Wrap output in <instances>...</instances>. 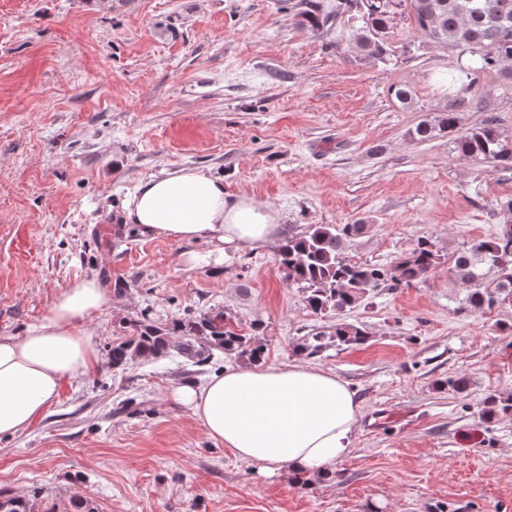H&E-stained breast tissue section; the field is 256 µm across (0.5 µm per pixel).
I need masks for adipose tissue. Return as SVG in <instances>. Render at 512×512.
Instances as JSON below:
<instances>
[{"instance_id":"1","label":"adipose tissue","mask_w":512,"mask_h":512,"mask_svg":"<svg viewBox=\"0 0 512 512\" xmlns=\"http://www.w3.org/2000/svg\"><path fill=\"white\" fill-rule=\"evenodd\" d=\"M127 223L150 237L258 250L274 239L278 214L246 195H228L222 178L195 167L143 180L123 206ZM112 300L97 279L65 286L48 316L24 335H0V437L42 419L63 384L87 373L97 351L86 322ZM206 434L234 455L301 478L326 473L354 446L359 402L336 375L296 363L237 367L196 386L176 387Z\"/></svg>"}]
</instances>
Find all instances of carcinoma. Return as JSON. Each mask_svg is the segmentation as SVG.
Returning a JSON list of instances; mask_svg holds the SVG:
<instances>
[{"label":"carcinoma","mask_w":512,"mask_h":512,"mask_svg":"<svg viewBox=\"0 0 512 512\" xmlns=\"http://www.w3.org/2000/svg\"><path fill=\"white\" fill-rule=\"evenodd\" d=\"M403 7L418 30L435 41H448L468 50L479 69L493 70L512 60V0H336V10L323 13L321 6L309 20L318 25L351 10L360 14L361 26L353 30L352 42L362 51L381 56L385 52L383 36L393 10ZM459 113L446 110L431 120L419 122L409 130L412 140L422 143L434 136L456 132ZM457 152L466 158L483 159L502 168H512V136L492 124L469 129L455 138ZM362 224H315L302 235H292L281 245L278 266L284 280L304 290V303L315 315H336V323L302 339L294 352L313 358L327 348L361 345L368 333L339 315L358 305L369 292L380 287L399 288L424 280L440 263L441 255L426 239L389 266L355 263L347 259V241L359 235ZM451 271L464 288L466 307L483 312L504 303L512 305V224H506L493 236L475 239L451 257ZM260 326L244 333L227 322L224 312H212L197 320L176 323L185 337L181 353L207 363L213 351L257 364L265 359L266 344ZM168 353V337L159 327L141 322L134 326L130 340L112 348V366L129 360ZM512 413L511 400L489 398L482 416L492 421ZM0 512H35V504L25 496L0 492ZM43 512H94L92 504L75 494L63 507L57 504Z\"/></svg>","instance_id":"cac0c4a2"}]
</instances>
